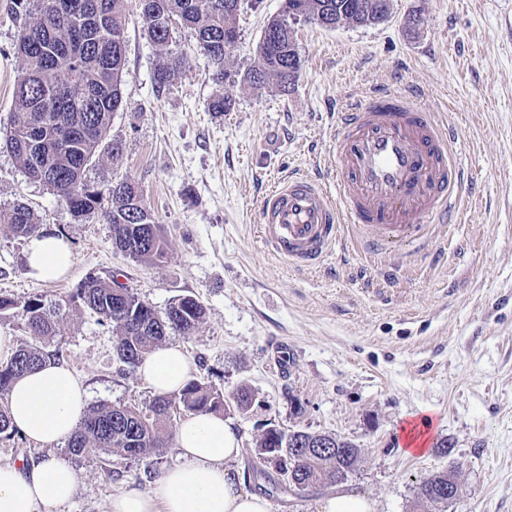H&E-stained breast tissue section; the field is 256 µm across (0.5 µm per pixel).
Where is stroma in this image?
I'll return each mask as SVG.
<instances>
[{
  "mask_svg": "<svg viewBox=\"0 0 512 512\" xmlns=\"http://www.w3.org/2000/svg\"><path fill=\"white\" fill-rule=\"evenodd\" d=\"M282 0H241L240 41L225 68L236 76L257 62L256 45ZM26 21L0 0V141L21 72L15 52ZM122 75L123 106L109 138L119 159L85 172L99 189L137 184L166 243L158 264L116 250L110 224L77 218L0 144V209L25 202L41 231L61 236L73 253L54 281L27 276L28 239L0 224V293L17 302L67 298L86 278L118 277L157 310L176 296L205 309L193 335L170 333L192 374L232 394L252 387L248 412L224 420L243 450L236 464L243 487L265 496L269 512H318L331 483L294 494L284 476L257 464L253 450L271 425L351 440L360 450L346 489L374 512H512V0H389L387 17L334 29L294 25L301 69L288 91L216 84L194 40L174 28L170 50L192 61L157 90V48L130 11ZM410 86L418 104L453 124L470 180L455 223L434 227L439 263L391 246L356 279L333 253L321 267L296 270L261 240L259 201L293 172L316 175L329 162L336 114L351 93ZM233 98L210 112L215 95ZM62 360L89 388V406H144L154 393L138 369H120L110 330L86 309L66 313L58 338ZM433 418L430 443L404 453L403 429ZM450 454H441L440 442ZM71 459V458H70ZM174 441L159 453L129 459L113 452L72 458L80 475L60 512H105L121 490H146L179 464ZM458 472L456 499L422 501L423 480Z\"/></svg>",
  "mask_w": 512,
  "mask_h": 512,
  "instance_id": "35a3bbf8",
  "label": "stroma"
}]
</instances>
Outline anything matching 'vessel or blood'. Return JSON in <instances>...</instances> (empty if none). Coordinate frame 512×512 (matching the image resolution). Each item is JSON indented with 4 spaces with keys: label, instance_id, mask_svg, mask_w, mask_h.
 I'll list each match as a JSON object with an SVG mask.
<instances>
[{
    "label": "vessel or blood",
    "instance_id": "1",
    "mask_svg": "<svg viewBox=\"0 0 512 512\" xmlns=\"http://www.w3.org/2000/svg\"><path fill=\"white\" fill-rule=\"evenodd\" d=\"M453 140L451 126L407 92L357 94L336 114L335 183L291 175L263 197L266 246L286 264L312 269L340 244L376 256L383 242L422 238L423 220L446 221L462 195L466 171Z\"/></svg>",
    "mask_w": 512,
    "mask_h": 512
}]
</instances>
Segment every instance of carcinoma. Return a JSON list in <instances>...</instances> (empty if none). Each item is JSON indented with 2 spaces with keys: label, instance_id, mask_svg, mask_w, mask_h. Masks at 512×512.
Masks as SVG:
<instances>
[{
  "label": "carcinoma",
  "instance_id": "carcinoma-1",
  "mask_svg": "<svg viewBox=\"0 0 512 512\" xmlns=\"http://www.w3.org/2000/svg\"><path fill=\"white\" fill-rule=\"evenodd\" d=\"M241 0H14V7L30 17L16 42L22 61L9 114L5 148L26 174L56 194L78 216L89 215L109 198L104 218L112 227V242L135 261L160 263L166 257L164 240L143 194L136 184L119 182L103 191L85 180L93 161L122 152L107 140L112 115L122 103V74L126 64V16L139 9L147 39L164 52L155 71V83L164 88L188 62L187 55L167 50L172 27L179 24L193 33L196 46L213 70L216 82L227 78L224 57L234 47L226 38H239L236 25ZM308 17L328 28L341 24L367 26L387 16L388 0H305ZM257 65L240 83L260 90L274 83L286 92L288 67L297 56L294 29L279 14L264 27L256 46ZM44 137L43 150L31 149V136ZM0 224L18 237L39 233V219L22 202L0 210ZM82 306L115 335L120 364L137 367L159 348L172 331L192 335L204 317L202 304L193 296H178L162 312L143 300L117 277H91L66 300L48 303L33 297L23 305L0 294V313L17 310L31 341L20 344L0 362V438L24 440L12 423L7 397L12 384L49 360L58 361L53 347L66 309ZM253 401L251 388L239 387L226 398L223 391L198 378L171 395H157L145 407L103 405L88 410L66 440L75 457H97L114 451L133 459L164 447L175 412L224 414L230 407L240 412ZM262 460L284 461L292 478L308 487L318 481H343L359 459L354 443L331 436L287 434L267 429L257 442ZM457 474L442 472L419 487L421 498L448 503V489Z\"/></svg>",
  "mask_w": 512,
  "mask_h": 512
}]
</instances>
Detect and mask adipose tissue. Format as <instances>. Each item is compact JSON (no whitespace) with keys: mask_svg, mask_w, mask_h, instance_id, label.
Segmentation results:
<instances>
[{"mask_svg":"<svg viewBox=\"0 0 512 512\" xmlns=\"http://www.w3.org/2000/svg\"><path fill=\"white\" fill-rule=\"evenodd\" d=\"M72 264L66 243L33 237L26 253L29 277L52 281ZM154 393L178 391L191 365L179 347L165 346L140 366ZM88 393L62 364L45 363L15 382L8 395L13 423L32 441L50 446L70 436L83 417ZM181 464L164 470L149 490L114 494L107 512H268L267 500L243 488L234 466L242 450L223 417L189 414L175 433ZM80 476L66 460L52 456L29 464H0V512H58L75 496Z\"/></svg>","mask_w":512,"mask_h":512,"instance_id":"obj_1","label":"adipose tissue"}]
</instances>
